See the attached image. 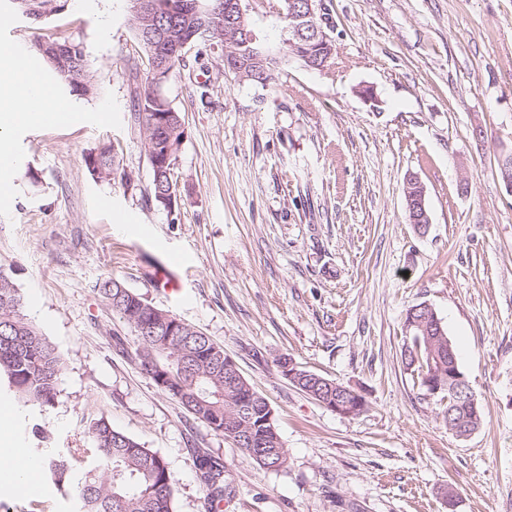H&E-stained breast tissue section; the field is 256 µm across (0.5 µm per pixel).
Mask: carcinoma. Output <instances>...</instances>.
<instances>
[{
  "instance_id": "cac0c4a2",
  "label": "carcinoma",
  "mask_w": 512,
  "mask_h": 512,
  "mask_svg": "<svg viewBox=\"0 0 512 512\" xmlns=\"http://www.w3.org/2000/svg\"><path fill=\"white\" fill-rule=\"evenodd\" d=\"M166 9L159 15V27L169 41L189 37L183 28L184 9L195 0H159ZM212 9L206 23L218 36L207 47L225 55L222 0H200ZM283 53L265 57V71L257 72L249 82L266 84L273 72L288 75V56L294 55L288 41ZM60 80L76 96L93 94L89 63L85 50L63 59H49ZM137 112L134 120L143 134V145L152 172V195L155 201L177 196V184L171 179V165L176 157L166 158L167 148L180 144L185 135L181 114L168 99L156 93L150 79L134 89ZM90 172L102 169L116 175L119 163L109 148L101 149L87 161ZM103 300L136 336L135 356L142 371L156 378L159 370L168 373L161 390L179 402L196 419L212 431L231 439L264 469L277 470L287 461V451L276 424L261 423L268 405L248 381L235 386L224 384V367L212 355L217 347L202 331L184 324L170 333L162 319L165 311L147 302L132 289L114 278H106L98 288ZM438 321L430 312L423 331L409 329V344L404 350L407 365L415 368L420 384L432 371L442 375L448 369L461 370L453 342L447 331H438ZM63 361L56 349L22 313V300L10 275L0 270V375L9 390L33 409L40 411L54 403ZM313 390V399L322 403L341 396L326 377L302 384ZM90 445L71 448L64 459L53 448L43 449L48 471L56 485L79 501L82 512H173V477L165 459L141 446L132 437L114 429L104 418L88 427ZM196 478L206 492V512H215L224 502V466L207 454L196 457Z\"/></svg>"
}]
</instances>
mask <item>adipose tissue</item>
<instances>
[{
    "label": "adipose tissue",
    "instance_id": "adipose-tissue-1",
    "mask_svg": "<svg viewBox=\"0 0 512 512\" xmlns=\"http://www.w3.org/2000/svg\"><path fill=\"white\" fill-rule=\"evenodd\" d=\"M23 62L19 54H0V158H11L8 135L22 123H41L44 112L53 108L51 101H43L41 108L28 105L22 80L16 76Z\"/></svg>",
    "mask_w": 512,
    "mask_h": 512
}]
</instances>
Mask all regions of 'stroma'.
<instances>
[{
    "mask_svg": "<svg viewBox=\"0 0 512 512\" xmlns=\"http://www.w3.org/2000/svg\"><path fill=\"white\" fill-rule=\"evenodd\" d=\"M322 3L335 25L326 70L292 58L287 81L250 84L187 52L163 86L186 131L167 208L133 117L128 67L147 60L129 0H68L40 25L0 0V39L25 54L38 37L82 44L96 85L80 122L13 133L0 269L65 369L53 405L12 402L0 425L37 460L43 444L86 447L106 418L166 460L174 512H205L200 450L224 465L220 512H512V190L498 170L512 154V0ZM104 146L119 178L87 168ZM409 174L424 186L423 228L408 221ZM161 269L178 293L153 288ZM108 277L223 347L274 410L283 468L259 467L141 370L135 336L98 293ZM420 303L482 408L469 437L448 431L447 399L403 362ZM282 355L359 392L363 410L342 415L296 388ZM34 480L36 497L0 482V512H76L45 467Z\"/></svg>",
    "mask_w": 512,
    "mask_h": 512,
    "instance_id": "stroma-1",
    "label": "stroma"
}]
</instances>
